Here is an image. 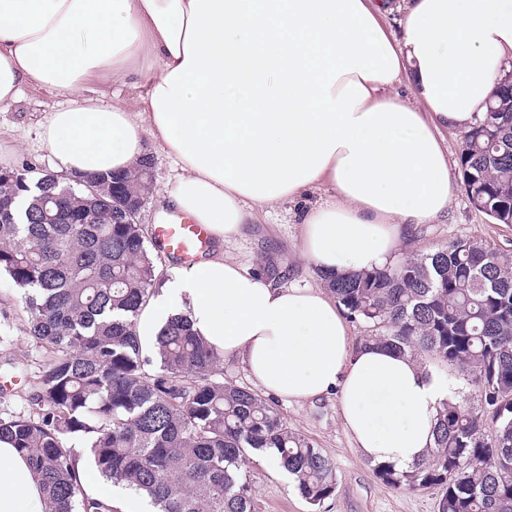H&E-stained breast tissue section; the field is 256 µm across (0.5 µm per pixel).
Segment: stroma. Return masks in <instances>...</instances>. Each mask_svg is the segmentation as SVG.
I'll list each match as a JSON object with an SVG mask.
<instances>
[{
  "label": "stroma",
  "instance_id": "1",
  "mask_svg": "<svg viewBox=\"0 0 512 512\" xmlns=\"http://www.w3.org/2000/svg\"><path fill=\"white\" fill-rule=\"evenodd\" d=\"M69 97L26 87L9 110L0 112V167L29 164L41 169L52 166L50 148L39 140L40 130L52 109L69 106ZM143 149L153 159L156 181L142 209L139 221L153 225L154 215L168 190V182L178 172L174 160L151 138H144ZM453 198L448 214L437 223L423 225L414 241L404 243L402 256L429 252L458 238L480 237L512 260V225L494 223L469 203L460 173H453ZM326 192H311L273 209L259 212L255 224L244 237L228 248L248 270L275 263L286 276L284 286H320L312 266L300 255V224L307 211L326 200ZM28 314L21 292L11 279L0 275V376L13 378L12 391L0 393V417L26 409L29 387L23 369H36L43 359L27 333ZM276 407L289 427L312 440L332 462L336 491L319 506H311L294 487L287 474L252 454L246 471L253 485L255 512H438L440 492L436 489L409 493L383 482L369 461L354 451L339 416L337 394L319 402L297 406L277 401Z\"/></svg>",
  "mask_w": 512,
  "mask_h": 512
}]
</instances>
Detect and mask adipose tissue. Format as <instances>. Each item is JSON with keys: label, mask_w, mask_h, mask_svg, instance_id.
I'll return each instance as SVG.
<instances>
[{"label": "adipose tissue", "mask_w": 512, "mask_h": 512, "mask_svg": "<svg viewBox=\"0 0 512 512\" xmlns=\"http://www.w3.org/2000/svg\"><path fill=\"white\" fill-rule=\"evenodd\" d=\"M382 0H0V109L22 86L70 96L41 131L66 177L130 170L150 134L180 172L156 221L207 227L217 249L172 269L142 309L146 355L185 316L253 384L304 405L338 393L361 458L411 467L453 392L407 354L351 347L323 288L277 287L225 247L256 210L327 189L302 220L319 278L397 258L446 213L441 130H468L512 71V0H410L403 36ZM141 78V107H104L91 81ZM410 79V98L396 94ZM0 512H44L27 462L0 440Z\"/></svg>", "instance_id": "1"}]
</instances>
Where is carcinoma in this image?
I'll list each match as a JSON object with an SVG mask.
<instances>
[{
  "label": "carcinoma",
  "mask_w": 512,
  "mask_h": 512,
  "mask_svg": "<svg viewBox=\"0 0 512 512\" xmlns=\"http://www.w3.org/2000/svg\"><path fill=\"white\" fill-rule=\"evenodd\" d=\"M463 134V190L478 211L512 224V92L495 91ZM91 195L47 170L0 168V273L22 291L29 335L45 360L27 374L25 413L0 418V440L27 456L46 512H118L87 494L80 463L149 498L154 512H254L243 466L274 448L298 493L318 506L334 466L267 399L224 381L223 358L185 317L145 355L136 323L161 258L131 206L152 193L151 156ZM31 196L26 209L17 199ZM57 201L55 218L42 211ZM352 321L379 341L468 377L484 405L446 403L427 457L376 465L411 493L442 490L438 512H512V261L481 239H456L396 265L326 280Z\"/></svg>",
  "instance_id": "1"
}]
</instances>
